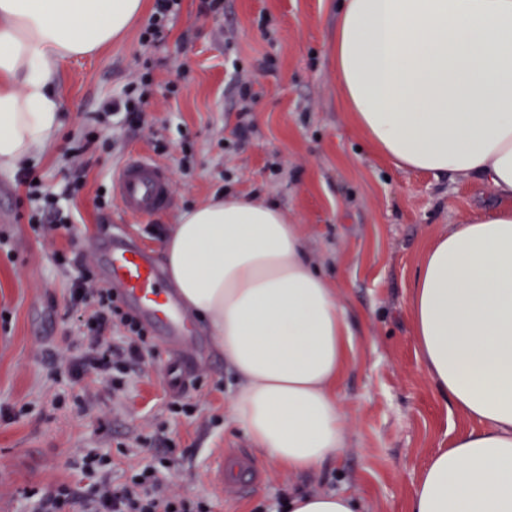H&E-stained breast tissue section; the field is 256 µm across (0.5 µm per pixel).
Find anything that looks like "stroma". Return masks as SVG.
<instances>
[{
  "instance_id": "1",
  "label": "stroma",
  "mask_w": 512,
  "mask_h": 512,
  "mask_svg": "<svg viewBox=\"0 0 512 512\" xmlns=\"http://www.w3.org/2000/svg\"><path fill=\"white\" fill-rule=\"evenodd\" d=\"M336 21L334 0H224L219 15L201 0H181L156 46H142L138 22L123 39L65 66L63 126L31 169L72 213L71 233L36 236L18 173H0V512H31L33 497L63 483L86 486L81 458L89 449L108 454L117 474L145 463L153 451L134 437L150 425L163 428L175 449L176 490L205 501L209 512H281L288 494L337 490L352 492L360 512H406L438 439L477 428L420 363L408 303L428 242L502 201L488 184L400 171L371 149L339 106ZM147 55L156 66L140 126L118 115L97 123L102 102L120 93ZM232 61L254 93L245 116ZM175 80L183 85L177 95ZM92 131L97 150L86 185L65 197L76 168L68 150ZM160 140L172 181L168 206L139 221L117 203L95 208L97 188L112 185L130 155L156 154ZM223 191L277 202L301 225L310 260L341 285L356 348L338 388L347 447L315 475L288 476L263 461L256 479L212 482L220 451L257 452L231 420L235 378L198 320L187 345L196 374L184 392L165 381L178 356L158 334L154 356L122 391L66 372L86 313L72 306L73 273L55 264L54 251L87 256L95 239L121 231L160 258L179 211ZM176 401L190 403L191 415L173 413Z\"/></svg>"
}]
</instances>
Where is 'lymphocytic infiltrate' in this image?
I'll use <instances>...</instances> for the list:
<instances>
[{
	"instance_id": "lymphocytic-infiltrate-1",
	"label": "lymphocytic infiltrate",
	"mask_w": 512,
	"mask_h": 512,
	"mask_svg": "<svg viewBox=\"0 0 512 512\" xmlns=\"http://www.w3.org/2000/svg\"><path fill=\"white\" fill-rule=\"evenodd\" d=\"M152 79L141 74L137 81L128 83L119 98L105 101L104 114L123 112L129 126L141 123V108L149 98ZM36 175L27 172L20 181L28 196L44 198L46 210L42 217H31L34 231L68 229L69 214L63 213L54 195L44 194L42 184L36 183ZM55 263L74 270L71 293L72 302L89 308L84 322L87 348L81 352L72 366L77 376H101L109 380L113 389H120L136 371L146 353L151 352V337L144 323L123 307L112 289L95 285V273L90 263L67 254L54 253ZM145 444H163V454L142 464L121 481H114L109 459L96 451H88L82 458V467L94 480L87 495L76 496L66 485H58L49 495L40 499L36 512H61L65 503L81 499L82 512H207L204 502H189L170 491L162 478L164 470L173 464L172 449L167 446L164 434L154 433L145 437Z\"/></svg>"
}]
</instances>
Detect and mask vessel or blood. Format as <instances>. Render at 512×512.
<instances>
[{
    "label": "vessel or blood",
    "mask_w": 512,
    "mask_h": 512,
    "mask_svg": "<svg viewBox=\"0 0 512 512\" xmlns=\"http://www.w3.org/2000/svg\"><path fill=\"white\" fill-rule=\"evenodd\" d=\"M114 185L124 212L136 218L163 210L171 191L167 169L139 154L124 163ZM94 252L111 287L125 303L148 324L159 326L168 338L184 336L187 316L150 254L117 237L95 244Z\"/></svg>",
    "instance_id": "vessel-or-blood-1"
}]
</instances>
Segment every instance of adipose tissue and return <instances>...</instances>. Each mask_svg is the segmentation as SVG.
Here are the masks:
<instances>
[{
    "mask_svg": "<svg viewBox=\"0 0 512 512\" xmlns=\"http://www.w3.org/2000/svg\"><path fill=\"white\" fill-rule=\"evenodd\" d=\"M144 0H0V172L62 127L64 64L121 38ZM340 104L396 169L476 176L504 205L427 246L409 313L440 395L481 427L429 460L409 512H512V0H340ZM183 307L238 385L231 419L277 469L316 471L346 445L336 387L352 362L339 289L276 204L223 193L182 210L161 244ZM287 512H357L347 491Z\"/></svg>",
    "mask_w": 512,
    "mask_h": 512,
    "instance_id": "adipose-tissue-1",
    "label": "adipose tissue"
}]
</instances>
